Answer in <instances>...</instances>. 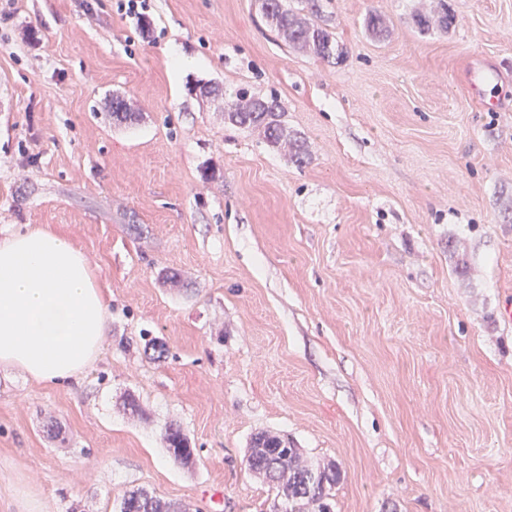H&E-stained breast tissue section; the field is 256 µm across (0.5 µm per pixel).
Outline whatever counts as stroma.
I'll return each instance as SVG.
<instances>
[{
	"mask_svg": "<svg viewBox=\"0 0 512 512\" xmlns=\"http://www.w3.org/2000/svg\"><path fill=\"white\" fill-rule=\"evenodd\" d=\"M435 3L322 0L346 52L327 61L255 0H149L142 21L0 0V236L59 228L110 310L79 384L0 377V512H115L136 488L267 512L260 432L336 463L331 512H512V0H447L454 25L419 33ZM178 52L198 66L174 81ZM474 59L506 72L496 111ZM206 85L276 95L309 162ZM504 78L505 76L500 70L487 68L474 61L469 65L465 73V81L469 87L474 90L487 89L488 94L484 95L481 99V104L486 111H494L496 109L491 99V93ZM166 442L176 459L187 460L194 453V448H190L187 438L178 428L170 426L166 430Z\"/></svg>",
	"mask_w": 512,
	"mask_h": 512,
	"instance_id": "35a3bbf8",
	"label": "stroma"
}]
</instances>
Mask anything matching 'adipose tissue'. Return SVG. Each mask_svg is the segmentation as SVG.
<instances>
[{
	"label": "adipose tissue",
	"mask_w": 512,
	"mask_h": 512,
	"mask_svg": "<svg viewBox=\"0 0 512 512\" xmlns=\"http://www.w3.org/2000/svg\"><path fill=\"white\" fill-rule=\"evenodd\" d=\"M108 330L100 277L62 231L36 225L0 238V368L43 386L78 383Z\"/></svg>",
	"instance_id": "1"
}]
</instances>
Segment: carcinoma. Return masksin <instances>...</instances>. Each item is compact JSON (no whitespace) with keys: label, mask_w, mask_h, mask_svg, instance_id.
Masks as SVG:
<instances>
[{"label":"carcinoma","mask_w":512,"mask_h":512,"mask_svg":"<svg viewBox=\"0 0 512 512\" xmlns=\"http://www.w3.org/2000/svg\"><path fill=\"white\" fill-rule=\"evenodd\" d=\"M268 5L276 18V32L285 42L322 60L343 57V48L328 28L305 14L285 8L282 0H268ZM454 22V16L448 13V6L443 3L435 18L426 14L414 16V23L421 33L429 31L435 24L447 30ZM225 104L230 109L227 114L230 124L263 134L271 146L287 148L297 165L306 163L308 153L305 140L288 132L283 120L284 112L276 96H251L243 90L225 100ZM166 442L169 451L179 460H186L194 453L178 428L171 426L166 430ZM247 465L252 472L263 476L276 488V497L284 500L286 512H323L322 499L331 496L340 477L336 465L321 467L309 464L301 459L298 449L288 447L287 441L265 433L254 436ZM312 475L317 482L315 487L309 489L305 486V479ZM118 512H187V509L179 503L137 488L122 495Z\"/></svg>","instance_id":"cac0c4a2"}]
</instances>
